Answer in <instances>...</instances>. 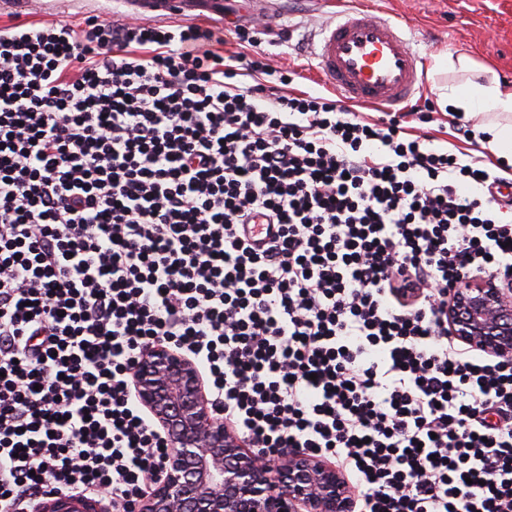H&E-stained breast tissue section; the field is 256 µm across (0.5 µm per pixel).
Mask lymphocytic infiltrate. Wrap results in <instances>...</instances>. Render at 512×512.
Returning <instances> with one entry per match:
<instances>
[{
    "mask_svg": "<svg viewBox=\"0 0 512 512\" xmlns=\"http://www.w3.org/2000/svg\"><path fill=\"white\" fill-rule=\"evenodd\" d=\"M222 42L0 25V512H139L168 444L132 388L156 344L262 461L336 465L353 512H512V356L446 314L461 278L512 276L505 177Z\"/></svg>",
    "mask_w": 512,
    "mask_h": 512,
    "instance_id": "f902f5d3",
    "label": "lymphocytic infiltrate"
}]
</instances>
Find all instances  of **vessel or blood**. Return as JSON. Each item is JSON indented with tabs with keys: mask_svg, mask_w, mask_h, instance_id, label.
<instances>
[{
	"mask_svg": "<svg viewBox=\"0 0 512 512\" xmlns=\"http://www.w3.org/2000/svg\"><path fill=\"white\" fill-rule=\"evenodd\" d=\"M142 14L206 11L223 16V0H139ZM316 69L344 102L383 111L402 109L425 88L419 53L395 19L359 7L334 14L312 46Z\"/></svg>",
	"mask_w": 512,
	"mask_h": 512,
	"instance_id": "b4317fda",
	"label": "vessel or blood"
}]
</instances>
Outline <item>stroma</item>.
I'll return each instance as SVG.
<instances>
[{"label": "stroma", "mask_w": 512, "mask_h": 512, "mask_svg": "<svg viewBox=\"0 0 512 512\" xmlns=\"http://www.w3.org/2000/svg\"><path fill=\"white\" fill-rule=\"evenodd\" d=\"M241 15L268 12L281 40L272 47L277 66L291 71V92L319 89L321 86L310 57L307 40L312 32L310 18H322L353 6L385 14L405 22L413 31L414 45L426 64L425 95L438 101L441 87L472 82L485 84L494 78L512 79V0H231ZM128 0H56L52 8L35 5L14 10L10 0H0V24L12 20L38 22L64 21L81 25L87 19H106L123 14ZM468 56V70L443 72L437 62L444 57ZM448 112H437L428 126L434 143L447 144L475 160L491 159V151L479 137L457 138Z\"/></svg>", "instance_id": "1"}]
</instances>
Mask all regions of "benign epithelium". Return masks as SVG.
<instances>
[{"label": "benign epithelium", "mask_w": 512, "mask_h": 512, "mask_svg": "<svg viewBox=\"0 0 512 512\" xmlns=\"http://www.w3.org/2000/svg\"><path fill=\"white\" fill-rule=\"evenodd\" d=\"M448 332L512 355V283L462 280L448 300ZM132 382L170 442L140 512H352L348 481L327 460L287 448L275 467L261 463L216 416L199 366L176 349H145Z\"/></svg>", "instance_id": "1"}]
</instances>
